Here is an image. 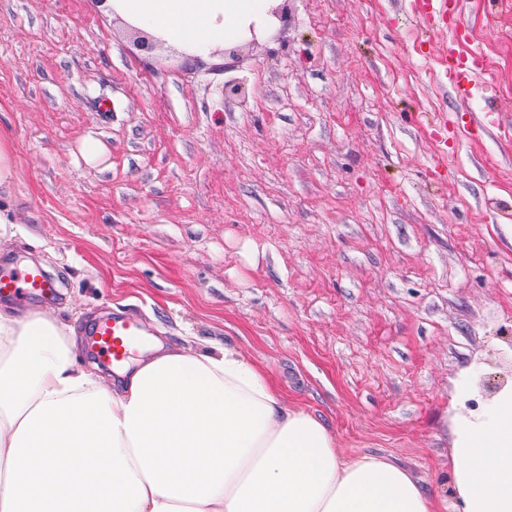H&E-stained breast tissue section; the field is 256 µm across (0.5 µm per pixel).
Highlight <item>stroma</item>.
I'll return each mask as SVG.
<instances>
[{"instance_id":"35a3bbf8","label":"stroma","mask_w":512,"mask_h":512,"mask_svg":"<svg viewBox=\"0 0 512 512\" xmlns=\"http://www.w3.org/2000/svg\"><path fill=\"white\" fill-rule=\"evenodd\" d=\"M463 23L500 79L466 141L434 124L458 107L448 33L415 0H288L229 69L138 50L97 0H0V253L60 277L77 333L127 310L164 348L248 354L457 512L452 420L487 406L512 331V0ZM14 156L10 143L6 140L0 142V196L2 192L9 195V187L14 177Z\"/></svg>"}]
</instances>
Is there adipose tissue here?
Instances as JSON below:
<instances>
[{
    "mask_svg": "<svg viewBox=\"0 0 512 512\" xmlns=\"http://www.w3.org/2000/svg\"><path fill=\"white\" fill-rule=\"evenodd\" d=\"M284 0H103L163 49L207 60L281 27ZM74 328L0 305V512H446L385 456L348 455L238 349L79 366ZM460 512H512V386L455 422Z\"/></svg>",
    "mask_w": 512,
    "mask_h": 512,
    "instance_id": "adipose-tissue-1",
    "label": "adipose tissue"
}]
</instances>
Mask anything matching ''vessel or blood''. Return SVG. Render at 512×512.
Segmentation results:
<instances>
[{
  "label": "vessel or blood",
  "instance_id": "obj_1",
  "mask_svg": "<svg viewBox=\"0 0 512 512\" xmlns=\"http://www.w3.org/2000/svg\"><path fill=\"white\" fill-rule=\"evenodd\" d=\"M464 0H420L418 14L425 21L448 26V54L438 67V81L459 104L457 112L444 116L445 125L457 136L471 135L478 126L467 105L487 81L480 53L469 47L462 22ZM55 280L39 266H19L0 261V299L23 307L57 299ZM139 323L130 315L100 317L89 333V346L108 363L123 362L132 352Z\"/></svg>",
  "mask_w": 512,
  "mask_h": 512
}]
</instances>
